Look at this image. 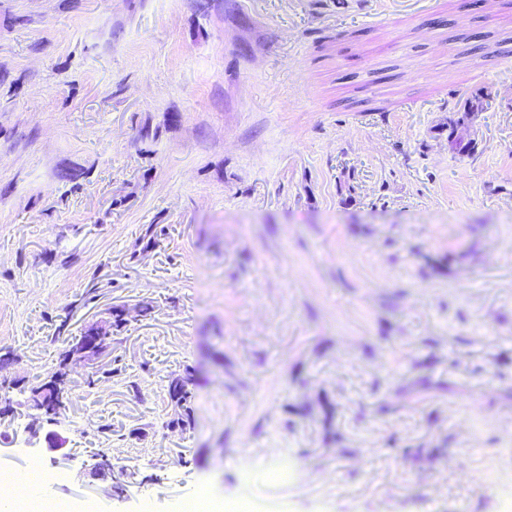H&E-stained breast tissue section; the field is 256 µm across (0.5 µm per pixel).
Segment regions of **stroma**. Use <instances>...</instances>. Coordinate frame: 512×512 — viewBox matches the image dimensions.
Instances as JSON below:
<instances>
[{
    "label": "stroma",
    "instance_id": "35a3bbf8",
    "mask_svg": "<svg viewBox=\"0 0 512 512\" xmlns=\"http://www.w3.org/2000/svg\"><path fill=\"white\" fill-rule=\"evenodd\" d=\"M5 353L0 474L66 512H499L512 0H0Z\"/></svg>",
    "mask_w": 512,
    "mask_h": 512
}]
</instances>
